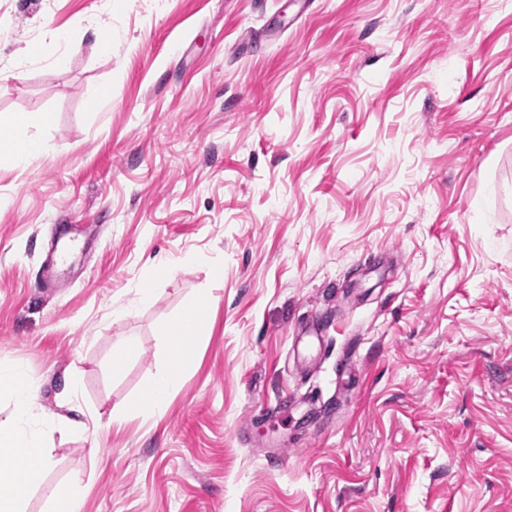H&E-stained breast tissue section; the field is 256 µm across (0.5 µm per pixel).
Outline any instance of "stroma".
Instances as JSON below:
<instances>
[{
    "label": "stroma",
    "mask_w": 512,
    "mask_h": 512,
    "mask_svg": "<svg viewBox=\"0 0 512 512\" xmlns=\"http://www.w3.org/2000/svg\"><path fill=\"white\" fill-rule=\"evenodd\" d=\"M12 112L0 366L74 421L25 512H512V0H0ZM50 113L36 115L22 112L0 114V153L22 161L40 151L37 140L26 135L27 130L37 124H48ZM207 312L204 305H191L175 323L166 327L165 366L149 383L142 399V405L149 413H161L169 396L179 387L183 369L193 357L192 341L205 321ZM84 487L79 477L52 494L49 512H81Z\"/></svg>",
    "instance_id": "1"
}]
</instances>
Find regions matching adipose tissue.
<instances>
[{
	"mask_svg": "<svg viewBox=\"0 0 512 512\" xmlns=\"http://www.w3.org/2000/svg\"><path fill=\"white\" fill-rule=\"evenodd\" d=\"M51 120L48 113L0 114V153L19 161L37 155L40 144L27 131ZM206 315L204 305L194 304L167 326L165 366L149 383L142 399L149 413L162 412L179 387L183 369L193 357L192 341ZM0 392L11 395L14 401L12 414L0 419V447L15 451L12 462L0 464V512H23L28 497L42 485L52 465L43 439L59 427L61 420L41 412L33 387L20 369L0 370Z\"/></svg>",
	"mask_w": 512,
	"mask_h": 512,
	"instance_id": "1",
	"label": "adipose tissue"
}]
</instances>
